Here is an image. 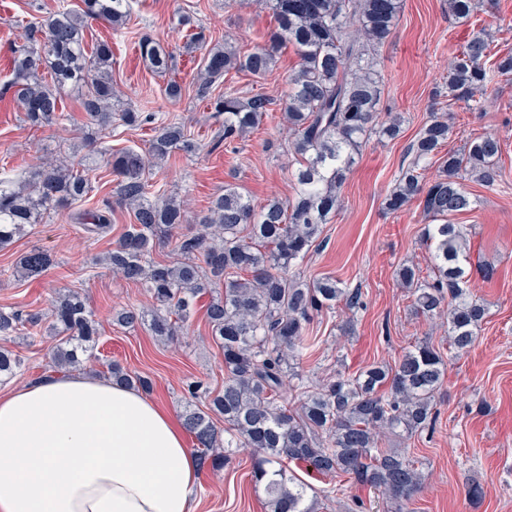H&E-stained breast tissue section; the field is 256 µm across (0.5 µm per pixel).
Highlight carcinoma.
Listing matches in <instances>:
<instances>
[{
    "label": "carcinoma",
    "mask_w": 512,
    "mask_h": 512,
    "mask_svg": "<svg viewBox=\"0 0 512 512\" xmlns=\"http://www.w3.org/2000/svg\"><path fill=\"white\" fill-rule=\"evenodd\" d=\"M270 2L278 28L269 35V43L242 55L228 44L214 45L206 49L198 78L207 95L226 72L234 69L262 77L273 66L280 43L295 47L300 69L291 80L283 112L300 168L298 191L286 202L272 200L257 208L227 186L195 217V231L182 232L183 202L151 181L149 169L175 151L195 152L197 144L184 124L154 112H112L118 100L112 87V48L105 41L90 46L85 39L90 19H102L113 30H121L130 16L131 0H83L79 10L62 2L45 18L27 22V44L15 51L10 89L32 127L70 120L60 94L67 85L87 88L80 106L100 128L112 125L114 117L129 127L152 126L145 156L133 149L97 150L116 177V203L133 212V223L107 252L106 265L145 288L153 302L151 309L118 311L113 320L126 327L143 325L173 343L190 320L197 298L211 295L206 321L223 352L224 388L211 397L203 382H187L190 398L204 395L208 403L203 409L189 404L182 414L184 428L197 442L200 467L222 469L231 459L230 449L249 448L254 478L263 486L270 512H316L317 495L309 494L312 487L288 470L290 463H304L326 477L348 475L379 491L395 512H403L419 493L424 474L404 450L384 448L382 443L435 421L449 361L433 344L416 343L392 366L371 365L352 376L338 373L296 409L282 403L285 387L295 379L303 381L297 361L316 345L314 317L338 303L351 311L363 306L361 292L343 287L340 280L326 276L307 284L292 269L338 208V189L367 134L376 129L387 138L399 135L400 118L379 122V80L366 53L390 35L401 0ZM449 8L456 19L468 21L478 0H449ZM140 51L152 68L167 70L170 55L159 43L145 39ZM498 75H512V54L493 57L489 36L477 32L448 67L449 97L475 103L476 95ZM209 103L215 114L224 116V132L213 146L233 151L237 141L271 112V99L263 94L242 100L226 91L209 98ZM449 133L448 120L436 115L424 125L411 146L414 161L399 175L386 206L397 211L418 200L424 216L434 220L424 228V236L435 245L432 279L416 284L415 269L405 265L398 276L413 289L416 314L431 316L448 308V336L457 357L473 345L487 307L467 288L465 237L448 217L471 208L464 181L495 184L502 146L493 135L472 138L463 149L448 152L436 178L426 182L420 163L439 153ZM89 190L88 177L66 161L31 168L17 186L1 177L0 250L52 212L83 200ZM112 203L105 200L81 214L86 233L98 236L110 228ZM173 239L181 259L154 260L156 245ZM52 265L45 250L33 248L16 262L15 273L29 278ZM24 330L29 336L44 331L61 337L48 354L50 367L57 371L96 358L95 314L77 294L59 297L46 314L0 309V338ZM23 367L21 357L0 350V379ZM111 374L144 392L153 388L150 377L131 374L117 364L111 365ZM216 416L224 420V428L217 427Z\"/></svg>",
    "instance_id": "obj_1"
}]
</instances>
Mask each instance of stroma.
<instances>
[{
    "mask_svg": "<svg viewBox=\"0 0 512 512\" xmlns=\"http://www.w3.org/2000/svg\"><path fill=\"white\" fill-rule=\"evenodd\" d=\"M58 2L0 0V172L15 179L31 166H50L72 156L88 136L99 147L141 150L153 135L148 126L130 129L116 121L104 130L89 124L74 92L63 95L71 122L36 130L24 121L8 88L14 50L25 42L24 22L45 15ZM276 26L265 0H136L122 31L98 20L88 23V42L112 45V80L122 106L176 118L194 134L195 153L175 152L152 173L168 194L184 199L189 212L206 209L228 185L258 206L275 197L291 199L296 192L293 174L298 161L284 132L281 105L289 80L299 70L294 47L279 48L264 78L232 71L212 86L215 95L228 89L243 99L263 94L274 102L271 119L248 133L232 153L213 146L220 122L199 90L201 50L189 42L191 32L197 31L207 45L229 43L247 52L265 44ZM481 29L489 32L498 54L512 51V0H483L466 23L449 13L448 0H402L391 35L369 52L380 75L378 110L384 116H400L402 133L394 140L368 137L339 189V209L296 268L306 282L332 276L344 287L361 289L364 306L353 312L339 306L315 317L321 344L301 358L299 368L308 382L287 390L289 407H299L323 379L339 372L353 375L373 363L394 364L419 341L430 340L447 351V319L415 314L409 290L396 277L405 265L418 267L425 278L431 273L434 247L423 238L422 209L414 202L391 212L385 199L410 161L409 144L432 113L448 117V149L460 150L468 139L487 133L501 140L496 188L469 182L473 206L452 218L467 234L468 287L484 301L488 315L471 350L448 368L435 423L390 440L392 447L407 449L425 475L407 512H512V78H497L476 109L444 95L449 58ZM147 37L171 52L166 72L153 71L142 59L138 43ZM173 80L182 86L177 100L165 94ZM88 178L89 197L63 214L50 215L33 233L0 251V308L44 312L58 296L81 292L100 334L99 358L84 364L82 373L104 379L108 363H120L149 375L154 382L151 398L182 414L189 379H205L213 390L224 383V356L209 336L205 304L197 302L195 315L172 344L157 340L143 327L113 325L114 310L147 307L151 299L145 288L114 276L101 262L131 223L130 208L114 205L112 225L99 236L84 233L77 223L80 212L95 208L114 187L113 175L102 165H93ZM35 246L52 255V268L36 278L10 276L19 256ZM484 266L494 268L492 278H483ZM348 320L353 332L346 336L341 326ZM54 344L49 336L5 341V348L20 354L25 366L21 374L0 383V394L47 375L46 353ZM293 470L320 492L322 512H387L378 491L349 477L329 479L302 464ZM472 483L483 488L480 501L467 496ZM196 512H267L265 495L252 477L250 452H233L227 467L204 472Z\"/></svg>",
    "mask_w": 512,
    "mask_h": 512,
    "instance_id": "35a3bbf8",
    "label": "stroma"
}]
</instances>
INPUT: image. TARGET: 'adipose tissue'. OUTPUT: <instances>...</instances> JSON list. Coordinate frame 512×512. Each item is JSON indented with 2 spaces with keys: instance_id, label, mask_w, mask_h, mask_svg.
Returning <instances> with one entry per match:
<instances>
[{
  "instance_id": "1",
  "label": "adipose tissue",
  "mask_w": 512,
  "mask_h": 512,
  "mask_svg": "<svg viewBox=\"0 0 512 512\" xmlns=\"http://www.w3.org/2000/svg\"><path fill=\"white\" fill-rule=\"evenodd\" d=\"M201 472L170 410L47 376L0 394V512H194Z\"/></svg>"
}]
</instances>
